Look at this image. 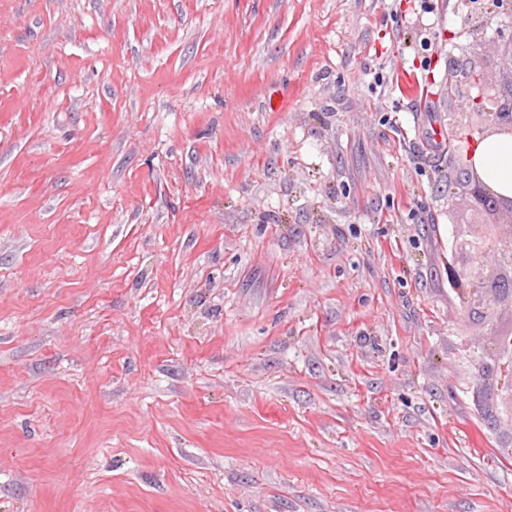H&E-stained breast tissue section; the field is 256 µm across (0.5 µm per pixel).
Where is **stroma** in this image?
Listing matches in <instances>:
<instances>
[{"label": "stroma", "instance_id": "35a3bbf8", "mask_svg": "<svg viewBox=\"0 0 512 512\" xmlns=\"http://www.w3.org/2000/svg\"><path fill=\"white\" fill-rule=\"evenodd\" d=\"M511 35L497 0H0V512H512L432 142L449 60L498 80Z\"/></svg>", "mask_w": 512, "mask_h": 512}]
</instances>
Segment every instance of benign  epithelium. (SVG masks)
<instances>
[{"label":"benign epithelium","mask_w":512,"mask_h":512,"mask_svg":"<svg viewBox=\"0 0 512 512\" xmlns=\"http://www.w3.org/2000/svg\"><path fill=\"white\" fill-rule=\"evenodd\" d=\"M499 64V83L485 76L477 60L448 65V72L454 75V82L448 85V93L467 107V111L458 113L459 122L469 133H477L483 139L512 137V37L500 44ZM487 101L496 103L499 109L485 107ZM466 194L475 218H480L487 200L493 197L502 200L496 212L512 217V196L489 184L474 166L466 180ZM461 249L494 257L491 267L471 261L448 266V279L464 288L466 308L484 322L494 325L501 298L505 295L499 285L512 279V225L497 224L492 231L489 225L476 223L474 232L461 242ZM494 336L492 352L496 354V360L481 365L475 388L480 391L491 382L504 391L507 414L512 418V336L500 331Z\"/></svg>","instance_id":"7a95c632"}]
</instances>
